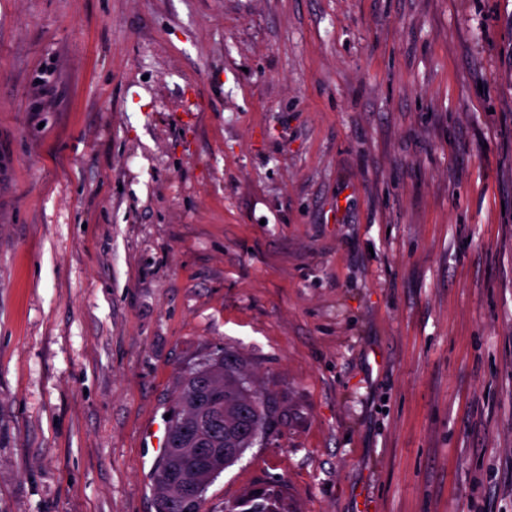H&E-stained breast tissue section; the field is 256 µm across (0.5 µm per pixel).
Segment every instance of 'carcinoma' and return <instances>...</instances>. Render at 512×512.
Here are the masks:
<instances>
[{
  "mask_svg": "<svg viewBox=\"0 0 512 512\" xmlns=\"http://www.w3.org/2000/svg\"><path fill=\"white\" fill-rule=\"evenodd\" d=\"M238 360L220 350L180 377V391L167 421L165 452L154 473L156 512H193L195 503L183 497L182 482L192 483L205 500L211 483L252 447L254 432L264 429L268 414L263 399L246 388ZM191 448H222L218 467L193 469L183 462ZM227 512H288L283 490L277 486L247 496Z\"/></svg>",
  "mask_w": 512,
  "mask_h": 512,
  "instance_id": "cac0c4a2",
  "label": "carcinoma"
}]
</instances>
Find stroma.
Returning <instances> with one entry per match:
<instances>
[{"label": "stroma", "mask_w": 512, "mask_h": 512, "mask_svg": "<svg viewBox=\"0 0 512 512\" xmlns=\"http://www.w3.org/2000/svg\"><path fill=\"white\" fill-rule=\"evenodd\" d=\"M218 349L207 512H512V0H0V512H156ZM238 366L233 355L218 350L181 375L179 395L167 421L166 449L154 473L156 512H204L193 511L194 501L181 495L172 475L177 472L183 483L194 484L196 498L205 502L211 483L254 445L253 433L259 435L264 429L268 418L264 401L246 388ZM181 428L187 433L182 434ZM189 448H196L198 456L213 465L221 458L208 448H224V458L218 467L193 469L183 462ZM228 512H288L283 490L271 486L247 496L227 508Z\"/></svg>", "instance_id": "obj_1"}]
</instances>
